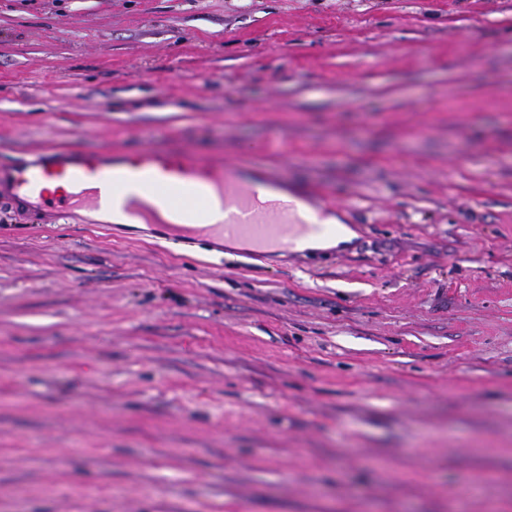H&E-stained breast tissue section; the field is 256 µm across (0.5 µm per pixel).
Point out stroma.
<instances>
[{
	"mask_svg": "<svg viewBox=\"0 0 512 512\" xmlns=\"http://www.w3.org/2000/svg\"><path fill=\"white\" fill-rule=\"evenodd\" d=\"M48 146L255 147L356 237L0 198V512H512V0H0ZM320 224H326L329 233L324 236L319 237H306L302 239L301 245L307 247L319 246L322 244H338L340 242H346L349 240L351 232L350 230L340 224V221L337 217L332 215L320 216Z\"/></svg>",
	"mask_w": 512,
	"mask_h": 512,
	"instance_id": "35a3bbf8",
	"label": "stroma"
}]
</instances>
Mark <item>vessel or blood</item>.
<instances>
[{
    "label": "vessel or blood",
    "instance_id": "vessel-or-blood-1",
    "mask_svg": "<svg viewBox=\"0 0 512 512\" xmlns=\"http://www.w3.org/2000/svg\"><path fill=\"white\" fill-rule=\"evenodd\" d=\"M246 168L186 149H146L131 160L109 147H47L33 158L0 165V195L33 214L61 213L84 199L95 207L104 203L128 220L155 222L184 246L203 238L287 250L301 223L299 209L292 202H260ZM60 177L71 193L47 190V183Z\"/></svg>",
    "mask_w": 512,
    "mask_h": 512
}]
</instances>
